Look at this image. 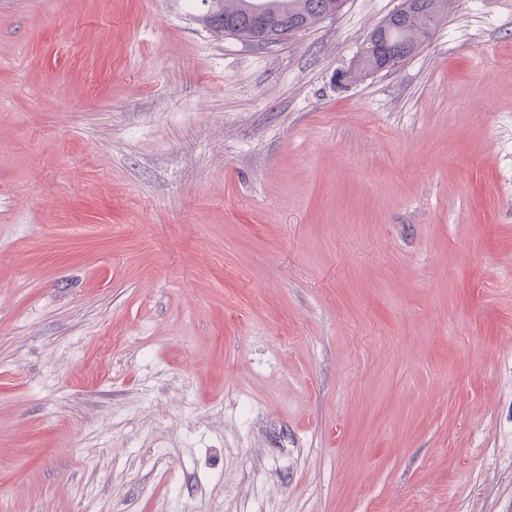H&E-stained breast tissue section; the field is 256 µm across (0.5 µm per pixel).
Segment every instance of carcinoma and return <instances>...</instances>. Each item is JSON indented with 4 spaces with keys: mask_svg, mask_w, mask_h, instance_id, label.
<instances>
[{
    "mask_svg": "<svg viewBox=\"0 0 512 512\" xmlns=\"http://www.w3.org/2000/svg\"><path fill=\"white\" fill-rule=\"evenodd\" d=\"M342 0H209L207 13L224 14V34L256 43H273L335 15ZM448 0H404L364 41L361 53L376 58L386 47L413 54L440 23Z\"/></svg>",
    "mask_w": 512,
    "mask_h": 512,
    "instance_id": "1",
    "label": "carcinoma"
}]
</instances>
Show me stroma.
Wrapping results in <instances>:
<instances>
[{
  "instance_id": "obj_1",
  "label": "stroma",
  "mask_w": 512,
  "mask_h": 512,
  "mask_svg": "<svg viewBox=\"0 0 512 512\" xmlns=\"http://www.w3.org/2000/svg\"><path fill=\"white\" fill-rule=\"evenodd\" d=\"M402 4L0 0V512H512V0ZM209 2L202 17L207 24L208 14L224 13V35L256 43H273L288 34L304 31L320 20L335 15L342 0H204ZM262 9L269 18V27L257 28L253 13ZM447 7V0L404 1V8L391 14L385 20L387 21L385 25H380L368 35L361 53L375 59L387 46H400L408 49L406 58L411 56L439 25ZM406 11L412 15H417L419 22L407 24L404 18Z\"/></svg>"
}]
</instances>
